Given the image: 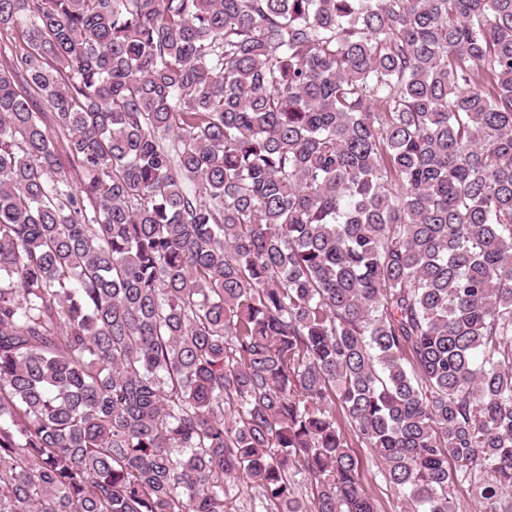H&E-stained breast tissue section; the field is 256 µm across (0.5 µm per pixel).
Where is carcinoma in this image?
<instances>
[{
    "mask_svg": "<svg viewBox=\"0 0 512 512\" xmlns=\"http://www.w3.org/2000/svg\"><path fill=\"white\" fill-rule=\"evenodd\" d=\"M1 35L0 512H377L350 434L405 512H512V0ZM232 499L229 500L230 512H261L265 509L262 507L261 500L257 493L252 489L243 486H234L231 491Z\"/></svg>",
    "mask_w": 512,
    "mask_h": 512,
    "instance_id": "1",
    "label": "carcinoma"
}]
</instances>
